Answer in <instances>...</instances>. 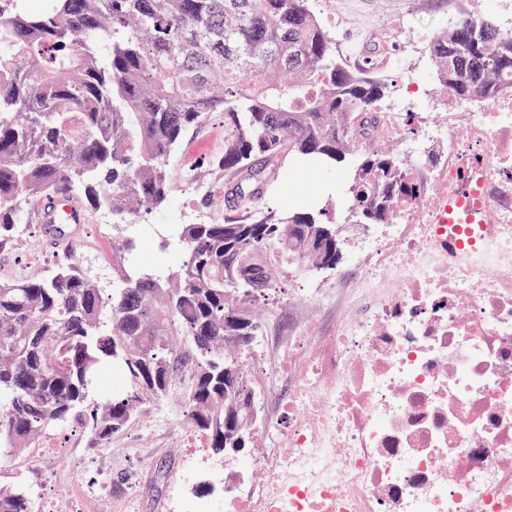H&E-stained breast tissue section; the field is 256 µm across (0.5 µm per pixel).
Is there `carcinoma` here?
<instances>
[{
  "instance_id": "1",
  "label": "carcinoma",
  "mask_w": 512,
  "mask_h": 512,
  "mask_svg": "<svg viewBox=\"0 0 512 512\" xmlns=\"http://www.w3.org/2000/svg\"><path fill=\"white\" fill-rule=\"evenodd\" d=\"M456 97L490 101L512 78V36L460 8L429 46ZM389 84L351 67L313 0H0V248L64 192L112 212L107 287L64 240L49 272L0 280V467L51 428L77 423L94 448L165 406L212 458L252 447L260 420L246 354L260 304L287 270L334 269L335 225L312 211L257 209L283 160L345 170V222L386 224L421 185L374 143ZM224 114V172L243 203L224 221L177 224L160 263L128 234L163 208L183 136ZM248 336L247 342L230 340ZM120 378L114 386L105 372ZM0 512H34L0 485Z\"/></svg>"
}]
</instances>
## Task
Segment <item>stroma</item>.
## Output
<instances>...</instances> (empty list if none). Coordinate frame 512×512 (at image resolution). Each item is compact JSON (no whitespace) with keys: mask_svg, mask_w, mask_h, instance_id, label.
<instances>
[{"mask_svg":"<svg viewBox=\"0 0 512 512\" xmlns=\"http://www.w3.org/2000/svg\"><path fill=\"white\" fill-rule=\"evenodd\" d=\"M462 5L475 14L485 11L484 0H323L315 10L344 61L369 65L392 83L384 109L398 107L421 114L427 124L444 126L456 99L440 90L428 44ZM358 31L364 33V40L350 46ZM411 74L423 78L421 97H413L408 88ZM223 149L224 117L216 113L202 128L186 134L173 157L178 167L197 164L200 187L177 182L168 204L148 215L147 223H206L223 217V209L211 206L210 200L225 193L224 177L205 165ZM313 180L327 187L333 178L309 170L307 177L281 180L278 190L263 194L259 203L282 208L306 205L314 195L309 186ZM70 235L86 264L104 282H111L112 223L105 220L103 211L89 212L84 223L72 225ZM58 253V245L42 235L39 225H22L13 246L0 250V280L28 268L48 270ZM335 281L332 271L287 275L263 304L264 334L281 335L293 327L295 289L325 288ZM163 415V409L148 407L107 448L87 447L74 428H56L39 447L27 449L13 467L0 472V480L30 486L36 501L47 504L50 512H190L196 480L209 472L210 456L206 448L186 447L182 429L167 424Z\"/></svg>","mask_w":512,"mask_h":512,"instance_id":"35a3bbf8","label":"stroma"}]
</instances>
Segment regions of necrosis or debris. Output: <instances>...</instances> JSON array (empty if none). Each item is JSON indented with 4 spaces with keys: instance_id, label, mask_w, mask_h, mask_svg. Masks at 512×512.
Wrapping results in <instances>:
<instances>
[{
    "instance_id": "1",
    "label": "necrosis or debris",
    "mask_w": 512,
    "mask_h": 512,
    "mask_svg": "<svg viewBox=\"0 0 512 512\" xmlns=\"http://www.w3.org/2000/svg\"><path fill=\"white\" fill-rule=\"evenodd\" d=\"M458 106L430 161L386 114L421 200L354 239L358 287L298 298L332 320L261 342L290 387L260 410L274 441L235 462L254 487L191 512H512V93ZM467 186L490 219L460 245L448 202Z\"/></svg>"
}]
</instances>
